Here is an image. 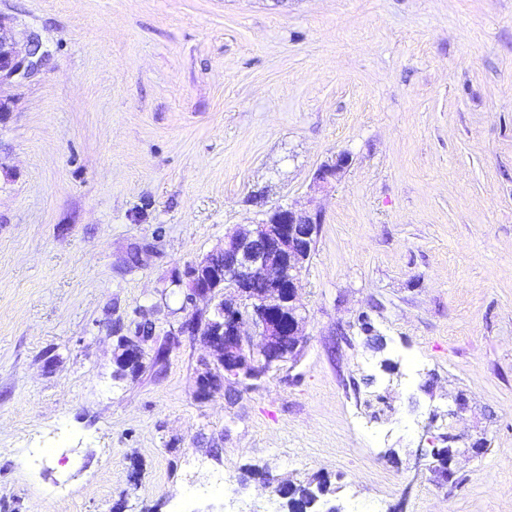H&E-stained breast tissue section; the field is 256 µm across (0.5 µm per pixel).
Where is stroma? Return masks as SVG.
<instances>
[{
  "instance_id": "35a3bbf8",
  "label": "stroma",
  "mask_w": 512,
  "mask_h": 512,
  "mask_svg": "<svg viewBox=\"0 0 512 512\" xmlns=\"http://www.w3.org/2000/svg\"><path fill=\"white\" fill-rule=\"evenodd\" d=\"M0 17L48 52L0 124V512H283L276 485L319 477L340 512H512V0ZM286 204L324 216L306 344L198 398L214 356L170 283ZM144 319L117 378L114 327ZM451 432L486 450L448 484L417 455ZM349 163V154L341 153L337 155L334 162L319 167L314 176V183L321 189L332 186L338 179V175L349 166ZM143 324L150 326L148 323H136L134 329L130 327L127 334L121 335V344L116 348L114 355V363L120 374L134 376L143 367L144 343L153 338L152 332H142Z\"/></svg>"
}]
</instances>
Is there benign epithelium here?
Instances as JSON below:
<instances>
[{"label":"benign epithelium","mask_w":512,"mask_h":512,"mask_svg":"<svg viewBox=\"0 0 512 512\" xmlns=\"http://www.w3.org/2000/svg\"><path fill=\"white\" fill-rule=\"evenodd\" d=\"M47 51L38 35L20 48L0 19V122L12 112V100L3 96L6 85L19 84L42 66ZM347 153L319 167L314 183L332 186L349 166ZM323 224L319 212L278 205L265 218L224 234V244L214 254L224 255L216 264L203 257L184 266L177 283L184 286L183 319L174 336L200 335L219 356L224 378L251 381L261 378L275 363L295 358L304 343V318L296 304L304 264ZM233 294L215 304L213 312L198 308V301L216 298L219 286ZM152 339L137 323L123 335L114 363L123 375L138 374L143 367L144 343ZM448 446L432 450V457L445 462L442 476L452 479L453 436Z\"/></svg>","instance_id":"benign-epithelium-1"}]
</instances>
